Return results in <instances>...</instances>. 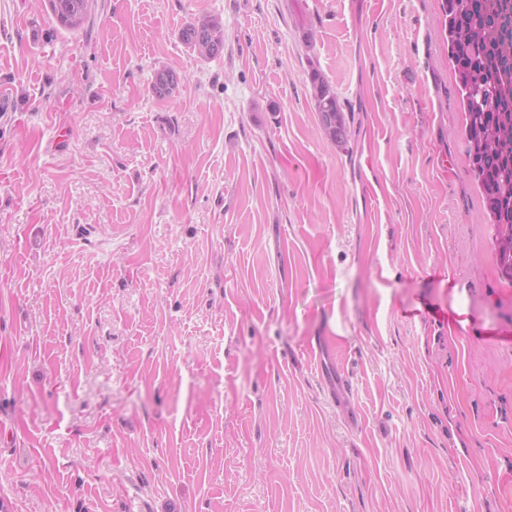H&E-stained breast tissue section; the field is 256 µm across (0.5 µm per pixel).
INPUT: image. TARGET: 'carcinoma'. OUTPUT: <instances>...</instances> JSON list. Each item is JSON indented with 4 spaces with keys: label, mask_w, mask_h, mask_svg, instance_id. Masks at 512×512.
I'll return each instance as SVG.
<instances>
[{
    "label": "carcinoma",
    "mask_w": 512,
    "mask_h": 512,
    "mask_svg": "<svg viewBox=\"0 0 512 512\" xmlns=\"http://www.w3.org/2000/svg\"><path fill=\"white\" fill-rule=\"evenodd\" d=\"M56 24L82 30L94 0H49ZM448 61L461 93L469 173L484 199L494 229L493 248L500 278L512 284V0H446ZM185 47L201 59L224 51V28L213 19L186 24ZM177 73L155 72L151 91L165 100L178 89ZM308 91L324 134L347 145L350 125L333 85L315 66Z\"/></svg>",
    "instance_id": "cac0c4a2"
}]
</instances>
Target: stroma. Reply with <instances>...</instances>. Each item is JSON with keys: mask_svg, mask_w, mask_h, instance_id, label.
<instances>
[{"mask_svg": "<svg viewBox=\"0 0 512 512\" xmlns=\"http://www.w3.org/2000/svg\"><path fill=\"white\" fill-rule=\"evenodd\" d=\"M444 4L0 0V512H512ZM49 2L58 26L69 30H82L90 20L94 0H49ZM185 47L201 59H211L224 51V28L213 19L187 23L180 31ZM307 75L309 95L314 101L324 134L336 145L346 146L350 125L335 85L315 66L310 67ZM177 75L167 69L156 71L151 82L153 96L159 100H165L172 96L179 87V82L175 81Z\"/></svg>", "mask_w": 512, "mask_h": 512, "instance_id": "stroma-1", "label": "stroma"}]
</instances>
